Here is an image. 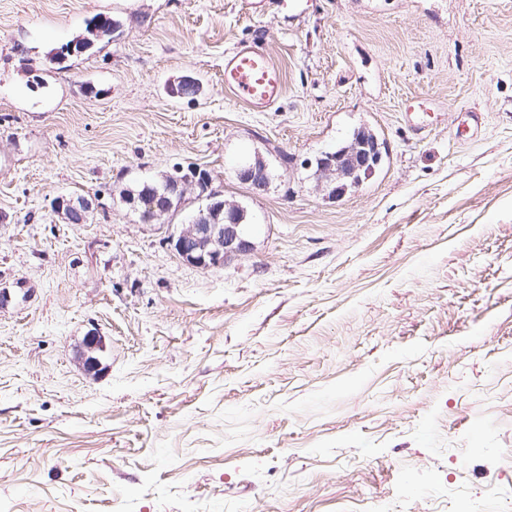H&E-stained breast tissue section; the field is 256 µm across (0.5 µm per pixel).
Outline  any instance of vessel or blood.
<instances>
[{
    "instance_id": "vessel-or-blood-1",
    "label": "vessel or blood",
    "mask_w": 512,
    "mask_h": 512,
    "mask_svg": "<svg viewBox=\"0 0 512 512\" xmlns=\"http://www.w3.org/2000/svg\"><path fill=\"white\" fill-rule=\"evenodd\" d=\"M224 91L250 111L267 112L284 95V74L265 50L239 43L224 54Z\"/></svg>"
}]
</instances>
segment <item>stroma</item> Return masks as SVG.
Here are the masks:
<instances>
[{"mask_svg": "<svg viewBox=\"0 0 512 512\" xmlns=\"http://www.w3.org/2000/svg\"><path fill=\"white\" fill-rule=\"evenodd\" d=\"M96 15L118 31L60 56ZM253 40L286 78L268 112L224 94ZM184 75L200 93L170 96ZM362 125L385 163L329 197L307 162ZM257 157L255 195L236 170ZM177 164L245 208L249 253L192 266L121 198ZM88 193L87 223L55 213ZM4 288L10 512H495L512 0H0Z\"/></svg>", "mask_w": 512, "mask_h": 512, "instance_id": "1", "label": "stroma"}]
</instances>
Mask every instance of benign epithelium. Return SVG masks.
I'll return each instance as SVG.
<instances>
[{
  "label": "benign epithelium",
  "mask_w": 512,
  "mask_h": 512,
  "mask_svg": "<svg viewBox=\"0 0 512 512\" xmlns=\"http://www.w3.org/2000/svg\"><path fill=\"white\" fill-rule=\"evenodd\" d=\"M375 160V150L368 144L324 152L317 158L316 176L320 185L330 189V194H342L361 174L368 175L373 171ZM237 177L255 192L267 188L265 164L259 157L240 166ZM190 189L197 191L199 207L187 222L173 225L174 231L168 236L178 255L197 267L218 268L224 266V262L248 253L251 250L248 228L237 219L243 208L225 202L203 181L183 176L181 166L174 167L170 174V196L148 204L152 219L165 221L173 210L172 198L183 201ZM91 209L92 200L86 197H59L55 201V210L64 215L69 224L85 223Z\"/></svg>",
  "instance_id": "1"
}]
</instances>
